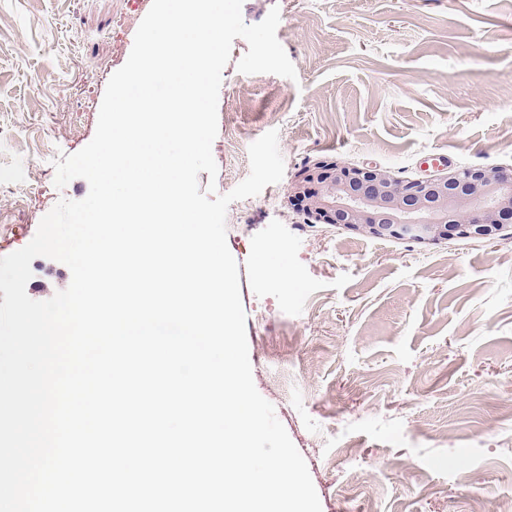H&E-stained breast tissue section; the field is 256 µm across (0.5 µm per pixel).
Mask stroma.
<instances>
[{
    "label": "stroma",
    "instance_id": "obj_1",
    "mask_svg": "<svg viewBox=\"0 0 512 512\" xmlns=\"http://www.w3.org/2000/svg\"><path fill=\"white\" fill-rule=\"evenodd\" d=\"M130 0H0V257L26 246L85 179L53 162L93 138L111 75L144 11ZM279 9L290 80L245 75L234 39L212 145L234 189L248 149L279 132L285 172L233 202L252 376L304 458L322 512H490L512 496V223L491 241L375 239L308 217L288 198L318 160L401 178L512 169V0H244L245 23ZM43 301L71 281L32 260ZM494 421L473 443L455 432ZM409 463L395 477L389 463Z\"/></svg>",
    "mask_w": 512,
    "mask_h": 512
}]
</instances>
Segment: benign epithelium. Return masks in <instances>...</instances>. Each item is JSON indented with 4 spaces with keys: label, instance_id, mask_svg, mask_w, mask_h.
I'll return each mask as SVG.
<instances>
[{
    "label": "benign epithelium",
    "instance_id": "7a95c632",
    "mask_svg": "<svg viewBox=\"0 0 512 512\" xmlns=\"http://www.w3.org/2000/svg\"><path fill=\"white\" fill-rule=\"evenodd\" d=\"M289 199L319 222L374 238L490 241L512 222V170L481 166L405 181L377 166L317 161L296 175Z\"/></svg>",
    "mask_w": 512,
    "mask_h": 512
}]
</instances>
